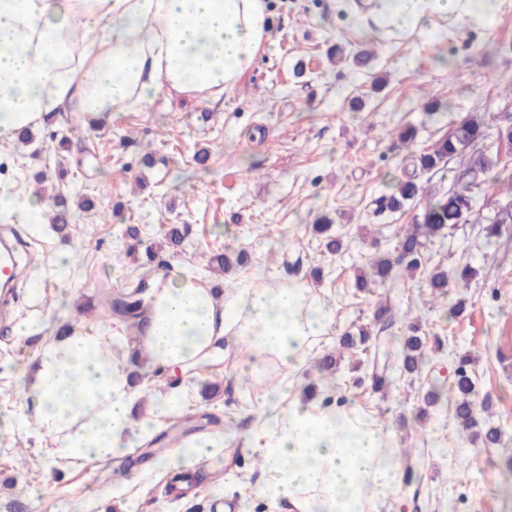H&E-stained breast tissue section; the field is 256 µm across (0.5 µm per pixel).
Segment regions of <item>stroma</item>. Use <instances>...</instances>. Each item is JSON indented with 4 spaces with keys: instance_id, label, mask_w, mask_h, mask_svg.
<instances>
[{
    "instance_id": "obj_1",
    "label": "stroma",
    "mask_w": 512,
    "mask_h": 512,
    "mask_svg": "<svg viewBox=\"0 0 512 512\" xmlns=\"http://www.w3.org/2000/svg\"><path fill=\"white\" fill-rule=\"evenodd\" d=\"M267 2L271 37L219 102L163 92L102 126L67 112L32 129L30 143H0V195L21 204L36 194L46 207L43 223L14 227L25 246V275L42 276L39 298L30 300L18 286L0 312V512H217L225 502L239 512H272L254 493L257 455L234 444L269 390L260 375L243 379L235 350L192 372L190 406L148 425L161 451L141 455L124 476H114L113 461L60 459L52 437L32 425L17 430L16 423L25 414L24 374L59 324L134 340L135 327L113 315L109 295L135 292L142 281L178 268L197 269L219 289L244 278L272 285L294 264L331 314L296 377L337 386L347 407L388 426L399 449H414L422 493L402 489L399 512H512L500 488L512 452L473 443L448 403L423 401L434 374H451L461 356H472L476 411L512 436V221L490 242L482 225L469 223L431 245L429 267L474 268L467 290L452 287L431 302L422 274L409 289L352 288L368 258L392 251L429 196L452 182L446 169L423 174V195L401 212L374 217L372 200L409 163L397 139L404 126L418 128L417 144L425 148L461 118L479 117L485 137L472 153L512 167V146L498 138L512 120V12L474 14L458 0L426 29L396 31L372 14L373 0ZM337 44L371 52L374 70L331 63ZM377 76L385 79L379 91L372 88ZM355 97L361 109H351ZM431 100L453 108L428 114ZM203 150L209 157L200 167L195 156ZM62 205L70 218L59 234L51 221ZM323 214L344 237L342 254L327 253L313 232ZM130 224L138 239L126 236ZM173 225L185 234L170 248L165 234ZM227 247L245 249L248 265L211 268L210 257ZM60 255L71 261L66 275H43ZM314 267L319 277H311ZM459 298L465 311L446 320ZM381 304L410 315L402 333L415 324L445 342L432 370L395 375L385 398L371 392L354 357H344L334 373L316 368L346 330L372 323ZM24 319L37 323L27 337L14 331ZM188 428L223 434L226 448L195 469L196 484L176 487L165 458L174 451L172 435Z\"/></svg>"
}]
</instances>
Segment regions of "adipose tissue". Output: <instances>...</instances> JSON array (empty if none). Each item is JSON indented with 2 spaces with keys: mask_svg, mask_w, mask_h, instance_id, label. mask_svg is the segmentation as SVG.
<instances>
[{
  "mask_svg": "<svg viewBox=\"0 0 512 512\" xmlns=\"http://www.w3.org/2000/svg\"><path fill=\"white\" fill-rule=\"evenodd\" d=\"M452 0H374L395 29L425 27ZM271 37L265 0H0V141L61 112L98 123L162 92L218 101ZM329 315L311 288L250 279L216 295L198 272L152 289L133 349L120 337L72 329L42 344L24 392L31 422L73 463L112 460L144 435L131 411L132 351L167 371L205 363L219 342L250 371H296ZM266 399L242 447L260 458L255 492L288 512H389L401 485L391 431L363 412L297 396Z\"/></svg>",
  "mask_w": 512,
  "mask_h": 512,
  "instance_id": "obj_1",
  "label": "adipose tissue"
}]
</instances>
